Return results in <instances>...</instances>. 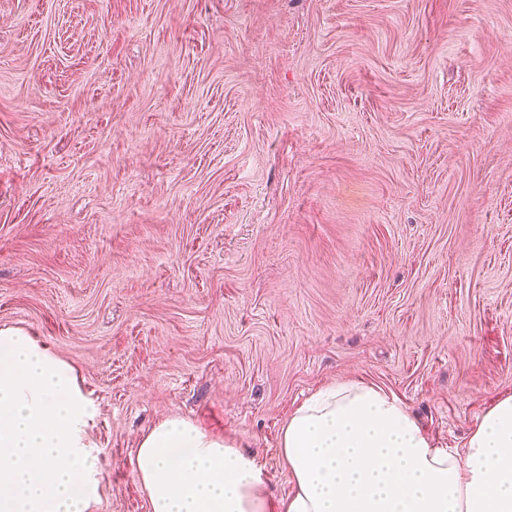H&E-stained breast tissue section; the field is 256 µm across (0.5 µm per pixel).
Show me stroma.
<instances>
[{"label":"stroma","mask_w":512,"mask_h":512,"mask_svg":"<svg viewBox=\"0 0 512 512\" xmlns=\"http://www.w3.org/2000/svg\"><path fill=\"white\" fill-rule=\"evenodd\" d=\"M76 366L97 512L169 417L277 448L362 380L512 394V0H0V327Z\"/></svg>","instance_id":"stroma-1"}]
</instances>
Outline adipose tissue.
Listing matches in <instances>:
<instances>
[{
	"label": "adipose tissue",
	"instance_id": "1",
	"mask_svg": "<svg viewBox=\"0 0 512 512\" xmlns=\"http://www.w3.org/2000/svg\"><path fill=\"white\" fill-rule=\"evenodd\" d=\"M95 415L74 366L22 329H0V512H95ZM278 453L293 491L276 500L240 444L167 418L142 436L136 477L150 512H512V394L456 449L391 391L339 381L292 413Z\"/></svg>",
	"mask_w": 512,
	"mask_h": 512
}]
</instances>
